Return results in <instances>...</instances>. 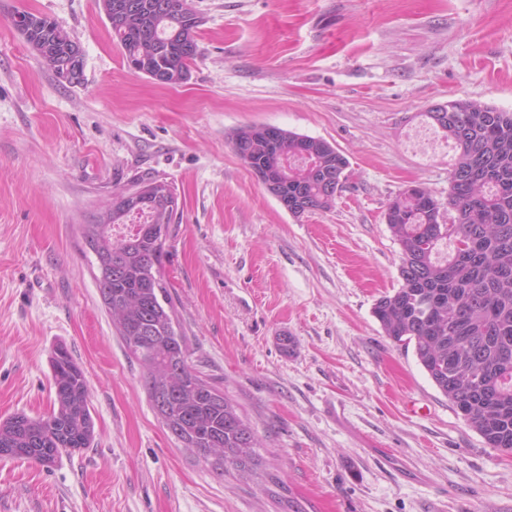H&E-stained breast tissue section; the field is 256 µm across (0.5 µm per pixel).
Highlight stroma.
<instances>
[{"label":"stroma","instance_id":"1","mask_svg":"<svg viewBox=\"0 0 512 512\" xmlns=\"http://www.w3.org/2000/svg\"><path fill=\"white\" fill-rule=\"evenodd\" d=\"M188 80L128 68L97 0H0V421L51 409L50 356L85 371L95 438L56 464L0 457V512H512L488 447L373 315L401 285L384 213L407 185L448 199L422 114L512 110V0H192ZM55 20L83 74L56 77L12 25ZM275 126L349 161L333 209L296 217L230 135ZM148 180L178 198L163 274L198 369L244 411L258 473L224 475L157 421L104 308L82 227Z\"/></svg>","mask_w":512,"mask_h":512}]
</instances>
